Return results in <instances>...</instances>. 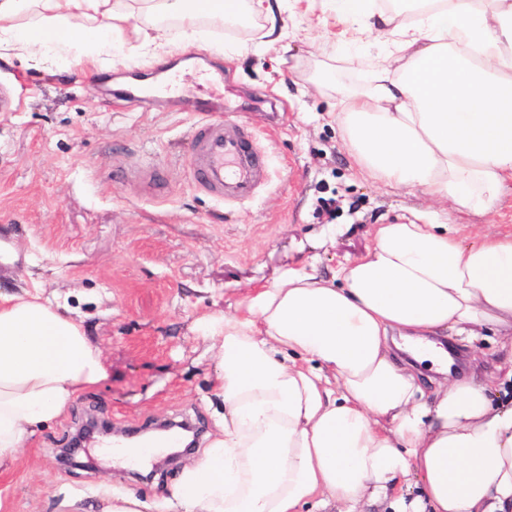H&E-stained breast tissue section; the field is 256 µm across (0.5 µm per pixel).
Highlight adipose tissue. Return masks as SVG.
Returning <instances> with one entry per match:
<instances>
[{"mask_svg": "<svg viewBox=\"0 0 512 512\" xmlns=\"http://www.w3.org/2000/svg\"><path fill=\"white\" fill-rule=\"evenodd\" d=\"M190 3L0 0V60L52 49L95 63L119 37L159 64L173 46L151 18L194 19ZM336 14L377 15L389 43L338 101L355 172L493 212L512 179V0H426L408 19L336 0ZM198 328L224 413L174 488L181 512H512V232L466 244L444 224H380L331 278L288 271ZM484 329L499 336L493 371L424 393L413 362L447 369L439 337ZM106 376L81 323L0 291V470Z\"/></svg>", "mask_w": 512, "mask_h": 512, "instance_id": "obj_1", "label": "adipose tissue"}]
</instances>
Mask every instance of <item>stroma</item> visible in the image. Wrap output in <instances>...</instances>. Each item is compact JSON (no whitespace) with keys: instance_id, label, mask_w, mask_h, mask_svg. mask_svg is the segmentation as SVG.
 <instances>
[{"instance_id":"35a3bbf8","label":"stroma","mask_w":512,"mask_h":512,"mask_svg":"<svg viewBox=\"0 0 512 512\" xmlns=\"http://www.w3.org/2000/svg\"><path fill=\"white\" fill-rule=\"evenodd\" d=\"M276 16L285 36L274 46L267 19L245 36L197 20L188 43V27H169L185 48L160 65L121 42L97 70L52 51L0 64V91L15 102L0 112V290L60 305L108 370L0 474V512H66L67 500L128 491L142 512H176L181 470L202 459L224 411L198 319L236 313L247 289L288 271L330 274L366 252L378 224H451L470 243L512 230V182L499 211L476 216L358 176L330 106L386 41L347 43L351 25L332 0H281ZM319 75L330 87L315 86ZM150 79L167 94L145 107L119 101ZM213 96L268 158V182L245 204L204 195L188 176L190 131ZM92 415L118 433L186 421L201 437L174 461L154 457L148 480L91 444L83 466L63 464L60 449Z\"/></svg>"}]
</instances>
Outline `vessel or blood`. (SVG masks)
Segmentation results:
<instances>
[{"mask_svg": "<svg viewBox=\"0 0 512 512\" xmlns=\"http://www.w3.org/2000/svg\"><path fill=\"white\" fill-rule=\"evenodd\" d=\"M224 104L210 99L206 119L192 130L189 173L198 188L221 201L253 199L268 176L258 137L248 127L224 120Z\"/></svg>", "mask_w": 512, "mask_h": 512, "instance_id": "1", "label": "vessel or blood"}]
</instances>
